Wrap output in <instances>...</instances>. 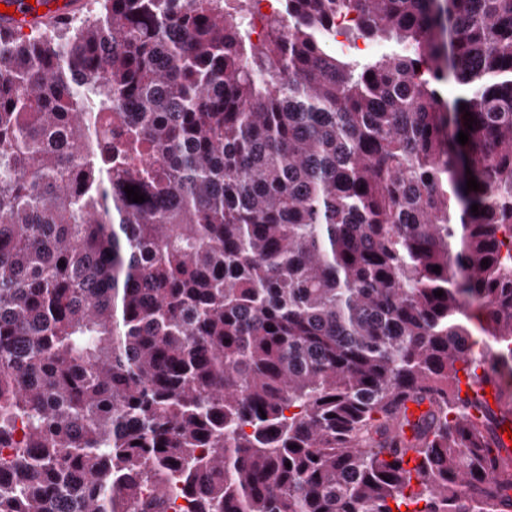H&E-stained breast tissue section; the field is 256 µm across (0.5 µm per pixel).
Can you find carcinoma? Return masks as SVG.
I'll return each mask as SVG.
<instances>
[{"mask_svg":"<svg viewBox=\"0 0 512 512\" xmlns=\"http://www.w3.org/2000/svg\"><path fill=\"white\" fill-rule=\"evenodd\" d=\"M261 2L0 39V512L512 505V0ZM352 44H356V47L349 49L347 46ZM326 49L329 53L350 54L351 57L356 59H361L371 54H391L400 51V47L393 42L365 41L362 38L354 41L353 38L346 39L345 36H336V41H328ZM487 387H490L491 389L490 394H486V398L488 400V404L491 411L493 412L497 419L504 420L503 423H501L498 427L495 428L494 436L502 446L501 448H505L504 454L512 456V446H510L509 441L504 440L505 433H507V430L504 429V426H509V429H511L512 431V410L510 399L508 398L507 394L503 393L502 395L497 396L494 391V387L492 386H482L485 393ZM488 395H491L492 400H489Z\"/></svg>","mask_w":512,"mask_h":512,"instance_id":"1","label":"carcinoma"}]
</instances>
